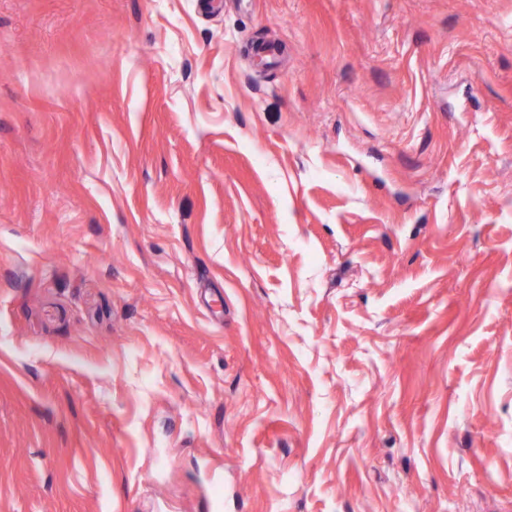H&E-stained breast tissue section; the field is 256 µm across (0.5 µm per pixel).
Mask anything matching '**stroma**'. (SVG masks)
Listing matches in <instances>:
<instances>
[{
  "label": "stroma",
  "mask_w": 512,
  "mask_h": 512,
  "mask_svg": "<svg viewBox=\"0 0 512 512\" xmlns=\"http://www.w3.org/2000/svg\"><path fill=\"white\" fill-rule=\"evenodd\" d=\"M0 512H512V0H0Z\"/></svg>",
  "instance_id": "1"
}]
</instances>
